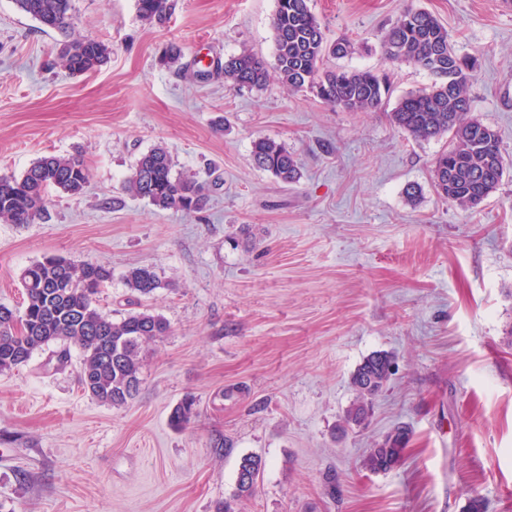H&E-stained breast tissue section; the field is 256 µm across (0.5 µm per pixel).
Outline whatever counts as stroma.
I'll list each match as a JSON object with an SVG mask.
<instances>
[{
    "label": "stroma",
    "instance_id": "35a3bbf8",
    "mask_svg": "<svg viewBox=\"0 0 512 512\" xmlns=\"http://www.w3.org/2000/svg\"><path fill=\"white\" fill-rule=\"evenodd\" d=\"M309 6L327 41L354 46L325 67L386 76L387 108L225 83L224 60L242 50L274 66L276 0H177L163 26L137 0H73L63 33L0 0V175L49 154H81L90 170L83 194L50 192L36 223L0 221V304L22 309V269L62 256L111 268L99 308L118 320L139 309L124 276L145 265L163 283L146 304L170 324L142 349L140 391L122 407L83 391L76 349L63 366L46 346L0 373V512H212L235 499L250 455L264 468L236 512H468L474 498L512 512V12L499 0ZM409 6L477 61L471 115L500 136L505 173L474 210L434 187L450 137L416 139L389 115L436 81L382 51ZM76 37L106 43L107 65L69 74L58 48ZM259 136L294 153L299 183L255 166ZM157 145L175 173L209 183L203 211L126 194ZM377 352L395 372L367 420L345 426L351 375ZM188 396L198 415L173 430ZM402 424V462L363 469Z\"/></svg>",
    "mask_w": 512,
    "mask_h": 512
}]
</instances>
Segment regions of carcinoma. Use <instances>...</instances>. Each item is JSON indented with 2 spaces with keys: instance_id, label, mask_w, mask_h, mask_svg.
<instances>
[{
  "instance_id": "obj_1",
  "label": "carcinoma",
  "mask_w": 512,
  "mask_h": 512,
  "mask_svg": "<svg viewBox=\"0 0 512 512\" xmlns=\"http://www.w3.org/2000/svg\"><path fill=\"white\" fill-rule=\"evenodd\" d=\"M140 16L162 26L175 10V0H137ZM17 9L38 22L40 29L65 31L71 26L72 0H14ZM278 81L294 90H306L323 103L348 112H371L389 94L385 77L370 70H322L328 56L343 57L353 50L340 38L327 44L321 24L311 12L309 0H276L272 17ZM385 55L394 62L413 63L430 72L437 82L430 90L402 97L391 119L399 128L422 140L452 133L453 145L438 155L433 169L438 194L466 209L479 207L496 191L504 175L503 156L497 132L470 117L472 101L467 85L476 59L456 53L448 29L430 12L406 8L381 39ZM110 47L93 38H75L64 43L59 59L72 74H86L105 65ZM224 82L235 87L263 89L269 82L265 61L243 50L224 60ZM255 165L283 183L293 184L301 175L288 149L269 137L252 141ZM89 169L79 155H45L21 177L0 176V220L32 224L41 219L47 195L52 190L68 195L83 193ZM124 191L163 209L186 214L202 211L207 188L199 181L173 174L166 148L155 146L144 153L126 178ZM112 279L103 265L77 263L63 257H47L25 267L20 282L25 294L23 312L0 304V372L29 361L49 344L60 364L68 362L70 346L82 354L79 381L98 401L124 406L133 400L141 383L142 345L167 335L169 322L149 309L113 320L97 307L100 288ZM127 287L148 297L162 287L153 268L134 267L125 275ZM392 359L385 353L368 357L351 377L356 400L346 422L359 426L367 418L374 398L387 386ZM197 415L196 401L184 398L169 421L184 429ZM410 432L401 425L368 450L363 467L372 473L386 472L403 459ZM262 470L257 457L242 459L237 473L235 498L251 496Z\"/></svg>"
}]
</instances>
